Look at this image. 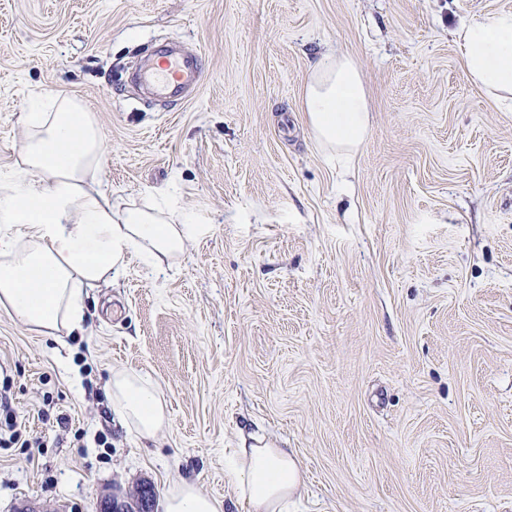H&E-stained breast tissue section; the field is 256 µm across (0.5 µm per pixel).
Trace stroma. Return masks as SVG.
I'll list each match as a JSON object with an SVG mask.
<instances>
[{"instance_id": "35a3bbf8", "label": "stroma", "mask_w": 512, "mask_h": 512, "mask_svg": "<svg viewBox=\"0 0 512 512\" xmlns=\"http://www.w3.org/2000/svg\"><path fill=\"white\" fill-rule=\"evenodd\" d=\"M512 0H0V174L30 93L96 114L97 176L200 231L161 273L131 258L63 342L0 308V394L43 448L0 447V512H100L187 481L242 512L224 456L258 433L303 472L288 512H512V112L455 31ZM177 43L200 82L129 72ZM356 61L371 125L340 166L302 109L324 55ZM116 371L168 411L114 415ZM112 411L140 439H152L168 422L167 407L151 380L126 371L112 374L108 385Z\"/></svg>"}]
</instances>
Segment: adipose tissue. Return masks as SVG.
Listing matches in <instances>:
<instances>
[{"label":"adipose tissue","instance_id":"ef3b65f1","mask_svg":"<svg viewBox=\"0 0 512 512\" xmlns=\"http://www.w3.org/2000/svg\"><path fill=\"white\" fill-rule=\"evenodd\" d=\"M470 83L512 111V12L459 28ZM317 139L353 158L370 116L360 69L350 57L315 64L302 102ZM21 167L0 177V307L43 335L82 329L89 290L111 281L130 256L154 270L198 232L193 213L162 199L157 212L123 207L94 174L108 149L94 113L69 96H34L22 116ZM113 412L141 439L165 428L167 407L151 380L118 371L108 385ZM249 512H288L302 486L298 459L285 449L241 440L224 462Z\"/></svg>","mask_w":512,"mask_h":512}]
</instances>
